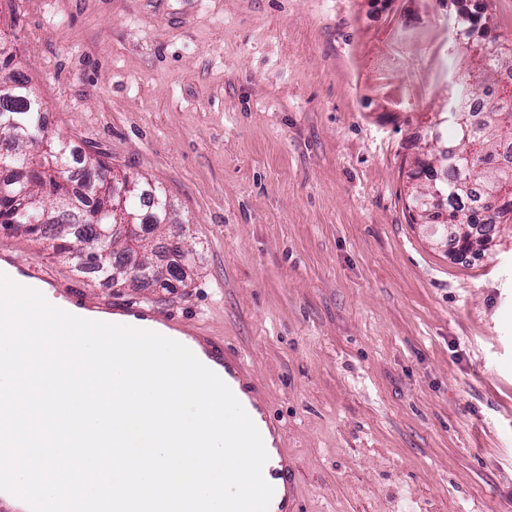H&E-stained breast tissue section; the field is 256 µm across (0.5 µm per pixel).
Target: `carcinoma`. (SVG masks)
I'll return each mask as SVG.
<instances>
[{"label": "carcinoma", "instance_id": "cac0c4a2", "mask_svg": "<svg viewBox=\"0 0 512 512\" xmlns=\"http://www.w3.org/2000/svg\"><path fill=\"white\" fill-rule=\"evenodd\" d=\"M486 44L491 52L483 65L470 74L471 81H459L457 90L448 101V112L443 118L453 130V138L445 146H435L423 152L415 175L433 177V162L445 167L446 179L437 182L447 199L448 223L452 226L450 242L461 252H481L488 249L491 231L501 222L512 223V194L504 195L512 182V94L495 95L485 104L482 119L474 120L471 102L497 85L498 74L512 70V40L478 35L470 42L460 44L459 53L470 56V49ZM47 127L43 104L30 86L29 79L18 69L0 66V142L6 143L0 152V224L12 225L19 236H36L52 243L57 252L70 254L82 244L112 245L110 231L115 222L112 212V187L98 185L99 172L112 171L100 160L81 161L83 172L71 169L72 152L63 159L54 155L51 145L43 146ZM481 143L483 155L473 163L474 172L465 176L451 166L453 158L447 148L464 152L475 142ZM46 193L51 208L55 209V235L33 228L18 206L17 198L24 191ZM166 195L158 187L126 201V211L139 230L140 249H145V230L166 222L168 212L163 207ZM425 193L416 190L412 195L411 221L434 223L422 213L420 201ZM178 261L166 271H152L142 279L167 290L173 282L183 283L190 276L192 256L175 249ZM85 270L105 283H114L119 271L112 266L89 265Z\"/></svg>", "mask_w": 512, "mask_h": 512}]
</instances>
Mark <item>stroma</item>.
I'll use <instances>...</instances> for the list:
<instances>
[{
    "label": "stroma",
    "instance_id": "stroma-1",
    "mask_svg": "<svg viewBox=\"0 0 512 512\" xmlns=\"http://www.w3.org/2000/svg\"><path fill=\"white\" fill-rule=\"evenodd\" d=\"M473 10L512 39V0H0L49 128L164 189L195 249L167 292L8 234L14 261L240 349L302 512H512V224L459 257L408 213Z\"/></svg>",
    "mask_w": 512,
    "mask_h": 512
}]
</instances>
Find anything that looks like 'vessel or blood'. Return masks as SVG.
Here are the masks:
<instances>
[{"mask_svg":"<svg viewBox=\"0 0 512 512\" xmlns=\"http://www.w3.org/2000/svg\"><path fill=\"white\" fill-rule=\"evenodd\" d=\"M0 274L19 286L35 290L58 285L56 278L42 266H17L5 244L0 246ZM69 295V313L82 318L151 332L163 329L174 339L187 333L184 320L143 302L129 304L117 299L103 300L74 289ZM187 346L229 386L262 435L268 454L263 475L274 488L269 512H301L295 460L285 448L280 424L262 397L260 385L250 376L242 354L226 347L223 339L201 331L191 337Z\"/></svg>","mask_w":512,"mask_h":512,"instance_id":"b4317fda","label":"vessel or blood"}]
</instances>
